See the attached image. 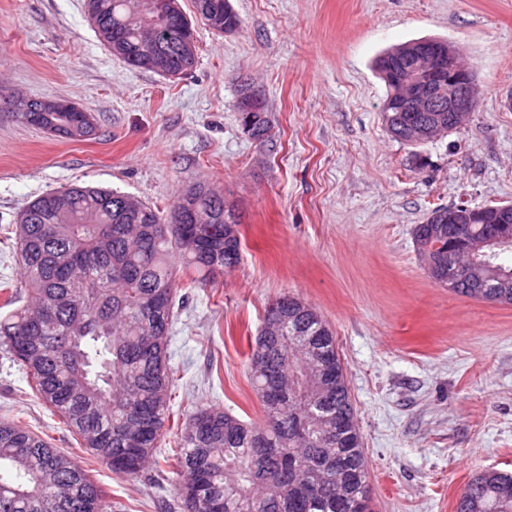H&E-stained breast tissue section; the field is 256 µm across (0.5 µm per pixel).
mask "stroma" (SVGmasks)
<instances>
[{"instance_id": "obj_1", "label": "stroma", "mask_w": 512, "mask_h": 512, "mask_svg": "<svg viewBox=\"0 0 512 512\" xmlns=\"http://www.w3.org/2000/svg\"><path fill=\"white\" fill-rule=\"evenodd\" d=\"M240 26L195 22L198 63L171 80L99 42L84 0H0V283L21 288L10 238L38 195L73 182L168 212L205 181L241 217L240 263L187 289L169 337L172 419L219 406L263 422L247 368L267 304L312 305L336 336L357 409L373 512H455L478 472L512 473V306L435 282L413 237L436 207L512 203V0H231ZM439 37L460 48L479 102L421 145L392 138L375 60ZM261 86L278 139L244 132L238 84ZM65 99L94 139L23 123L19 100ZM0 420L87 466L112 512H174L168 446L140 475L90 460L0 350Z\"/></svg>"}]
</instances>
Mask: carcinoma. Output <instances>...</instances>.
I'll return each instance as SVG.
<instances>
[{
  "mask_svg": "<svg viewBox=\"0 0 512 512\" xmlns=\"http://www.w3.org/2000/svg\"><path fill=\"white\" fill-rule=\"evenodd\" d=\"M92 25L113 56L135 70L152 51L155 27L165 33L168 68L192 70L186 52L191 19L179 0H85ZM420 41L397 45L377 61L394 101L413 71ZM67 101L29 100L18 116L48 134L81 139ZM247 130L268 152L275 149L267 110ZM390 134L412 142L414 128L455 129L448 112H386ZM190 199L203 224H170L151 205L109 188L70 184L37 196L20 212L12 247L28 300L4 289L0 346L30 379L31 388L94 459H129L113 468L146 469L170 432L177 371L168 340L179 294L177 273L189 287L213 286L236 267L242 237L224 194L204 182L174 202ZM431 211L413 235L431 277L451 292L512 305V241L484 245L485 225L445 222ZM276 335H258L248 371L264 413L256 428L224 410L202 406L175 432L172 483L182 512H371L367 463L357 415L336 346L318 311L284 295L266 309ZM15 448H30L18 457ZM90 500V512H111L88 471L14 420L0 421V512H63L54 502ZM456 512H512V475L484 471L459 494Z\"/></svg>",
  "mask_w": 512,
  "mask_h": 512,
  "instance_id": "carcinoma-1",
  "label": "carcinoma"
}]
</instances>
